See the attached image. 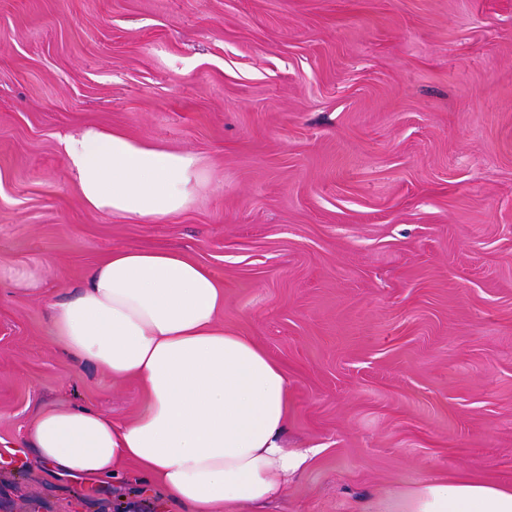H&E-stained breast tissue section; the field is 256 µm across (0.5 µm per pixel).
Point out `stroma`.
Returning <instances> with one entry per match:
<instances>
[{"label":"stroma","mask_w":512,"mask_h":512,"mask_svg":"<svg viewBox=\"0 0 512 512\" xmlns=\"http://www.w3.org/2000/svg\"><path fill=\"white\" fill-rule=\"evenodd\" d=\"M88 126L193 153L203 189L87 210L60 139ZM127 246L207 266L287 371L311 455L264 512L512 486V0H0V512H181L133 468L4 458L41 406L143 409L50 329Z\"/></svg>","instance_id":"35a3bbf8"}]
</instances>
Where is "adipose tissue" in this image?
Segmentation results:
<instances>
[{
    "instance_id": "1",
    "label": "adipose tissue",
    "mask_w": 512,
    "mask_h": 512,
    "mask_svg": "<svg viewBox=\"0 0 512 512\" xmlns=\"http://www.w3.org/2000/svg\"><path fill=\"white\" fill-rule=\"evenodd\" d=\"M61 146L83 205L143 221L183 212L204 184L196 156L88 127ZM51 333L77 362L136 380L145 407L117 420L50 405L24 440L57 476L148 473L185 512H235L279 496L307 451L285 446L288 375L253 338L224 329V289L179 250L124 247L55 302ZM377 512H512V488L432 479L383 499Z\"/></svg>"
}]
</instances>
